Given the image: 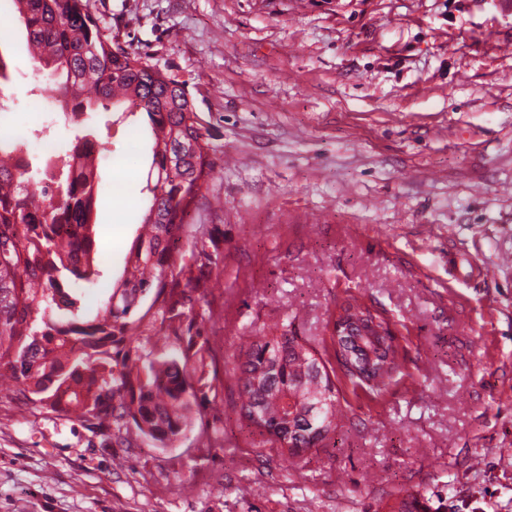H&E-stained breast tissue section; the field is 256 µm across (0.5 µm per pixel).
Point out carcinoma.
I'll list each match as a JSON object with an SVG mask.
<instances>
[{"label": "carcinoma", "instance_id": "obj_1", "mask_svg": "<svg viewBox=\"0 0 512 512\" xmlns=\"http://www.w3.org/2000/svg\"><path fill=\"white\" fill-rule=\"evenodd\" d=\"M24 24L42 80L30 95L58 99L64 125L74 132L66 147L43 157L20 141L0 138V378L51 410L95 421L124 424L155 444L174 445L202 419L199 395L214 390L210 346L191 332L182 309L184 289L208 287L211 260L203 225L188 234L189 249L175 258L185 234L184 217L215 170L216 148L204 139L206 122L187 83L156 71L132 45L104 32L89 0H5ZM124 105L144 113L152 138L147 205L140 234L125 258L123 276L94 316L82 301L97 285L95 242L90 228L107 184L100 159L113 154L95 126V112ZM152 303L135 313L150 290ZM157 309L173 347L147 365L120 346L143 335V321ZM249 336L237 367L238 409L246 426L262 436L324 430L307 449L320 448L344 417L330 373L341 370L355 387L381 396L400 372L396 363L381 380L366 384L345 368L329 367L307 339L288 333ZM437 497L431 508L417 495L397 512H446Z\"/></svg>", "mask_w": 512, "mask_h": 512}]
</instances>
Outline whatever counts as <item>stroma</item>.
I'll use <instances>...</instances> for the list:
<instances>
[{
    "instance_id": "stroma-1",
    "label": "stroma",
    "mask_w": 512,
    "mask_h": 512,
    "mask_svg": "<svg viewBox=\"0 0 512 512\" xmlns=\"http://www.w3.org/2000/svg\"><path fill=\"white\" fill-rule=\"evenodd\" d=\"M109 36L186 81L216 167L186 223L213 288L185 308L216 398L172 447L99 429L0 387V512H512V5L507 0H90ZM0 123L42 127L18 15ZM98 126L113 150L92 237L97 309L142 231L145 116ZM403 347L385 395L335 377L345 414L296 457L241 420L240 339L289 322L327 340L348 294ZM437 496V506L431 508L424 503V498L417 495H409L403 498L398 505L397 512H446L448 510V501L441 496Z\"/></svg>"
}]
</instances>
